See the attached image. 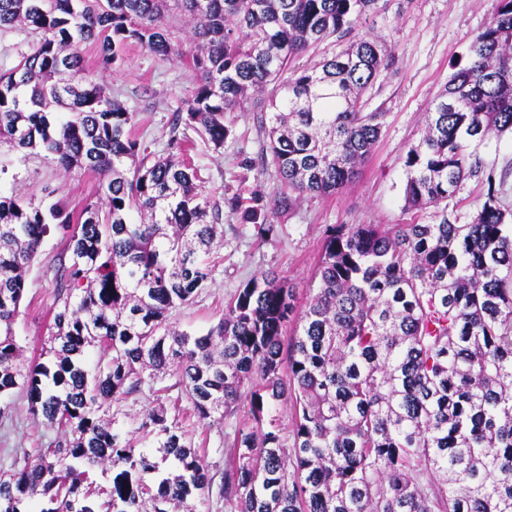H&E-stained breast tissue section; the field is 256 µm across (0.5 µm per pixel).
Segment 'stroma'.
Returning <instances> with one entry per match:
<instances>
[{"label": "stroma", "mask_w": 512, "mask_h": 512, "mask_svg": "<svg viewBox=\"0 0 512 512\" xmlns=\"http://www.w3.org/2000/svg\"><path fill=\"white\" fill-rule=\"evenodd\" d=\"M497 5L498 0H379L377 10L358 22L357 32L391 43L394 63L377 79L368 104L385 114L381 135L354 181L334 195L308 196L290 207L283 204L285 190L265 158L267 140L255 127L252 110L234 113L223 149L196 141L192 156L206 178L204 194L219 209L224 243L212 280L192 303L174 313L177 328L206 333L223 317L224 305L237 289L262 271L287 279L299 295H306L331 225L436 223V208L405 210L404 161L453 65L466 59L473 37L491 20ZM84 59L135 112V134L158 155H167L171 124L194 85L187 58L162 59L134 45L127 49L124 63L109 70L98 69L93 49H85ZM476 153L485 169L506 176L505 202L512 207V136L490 139ZM0 162L10 173L0 180V194L43 197L53 190L74 211L93 198L99 182L98 175L87 170L60 172L42 153L23 159L5 146L0 148ZM68 260L66 239L54 232L28 270L26 296L14 324L26 356L39 355L49 334L59 268ZM11 402L8 415L0 417V472L10 469L14 449L38 448L56 436L54 429L30 415L24 394H14ZM248 411L244 403L223 423L195 428L192 440L205 442L202 460L210 473L223 471L235 426Z\"/></svg>", "instance_id": "1"}]
</instances>
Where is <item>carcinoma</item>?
<instances>
[{
	"label": "carcinoma",
	"mask_w": 512,
	"mask_h": 512,
	"mask_svg": "<svg viewBox=\"0 0 512 512\" xmlns=\"http://www.w3.org/2000/svg\"><path fill=\"white\" fill-rule=\"evenodd\" d=\"M378 0H0V29L24 24L29 53L0 74V144L44 152L66 174L100 176L103 202L0 195V417L17 390L59 434L14 454L0 512H196L214 475L176 416L150 408L140 440L117 427L121 404L149 389L184 394L211 426L249 404L219 494L229 512H512V210L504 181L474 148L512 134V0H498L469 57L407 153L405 208L441 207L436 224L327 229L303 305L270 272L252 276L206 333L171 317L212 277L219 210L200 170L133 134L136 113L83 65L123 61L137 44L187 56L195 83L170 148L191 129L224 147L251 99L288 202L349 183L384 113L363 98L392 59L355 32ZM194 47L173 40L178 18ZM334 38L344 49L293 61ZM485 176L468 224L442 203ZM133 210L147 221L135 224ZM69 264L56 291L47 362L19 361L12 325L26 271L52 228ZM296 326L284 339L288 322ZM108 357L87 368L88 348ZM171 383H166V380ZM294 410L293 442L273 415ZM112 474L108 486L89 470Z\"/></svg>",
	"instance_id": "carcinoma-1"
}]
</instances>
